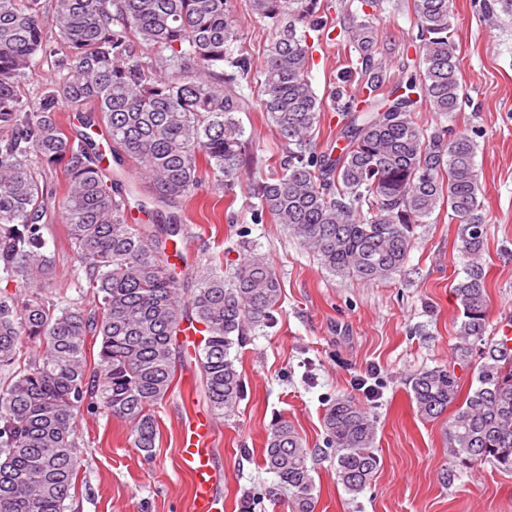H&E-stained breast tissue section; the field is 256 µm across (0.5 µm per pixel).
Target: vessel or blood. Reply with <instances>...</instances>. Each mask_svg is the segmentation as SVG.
<instances>
[{"label": "vessel or blood", "instance_id": "b4317fda", "mask_svg": "<svg viewBox=\"0 0 512 512\" xmlns=\"http://www.w3.org/2000/svg\"><path fill=\"white\" fill-rule=\"evenodd\" d=\"M210 418L198 417L185 427L181 460L193 481V512H223L224 500L216 493L220 473L208 446Z\"/></svg>", "mask_w": 512, "mask_h": 512}]
</instances>
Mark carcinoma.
Listing matches in <instances>:
<instances>
[{"mask_svg":"<svg viewBox=\"0 0 512 512\" xmlns=\"http://www.w3.org/2000/svg\"><path fill=\"white\" fill-rule=\"evenodd\" d=\"M451 3L412 0L415 58L395 79L370 15L339 5L360 84L343 79L331 93L343 141L332 156L317 149L325 103L308 42L326 25L322 0H54L48 16L42 0H0V273L25 285L0 291V512H68L83 407L128 424L133 447L151 459L153 407L171 389L188 331L201 335L194 358L210 411L235 414L243 382L232 350L277 323L279 278L258 256L227 279L204 251L190 264L180 218L154 219L199 189L201 169L230 189L253 168L236 113L254 83L282 152L276 174L253 185L252 223L286 225L332 275L369 283L404 271L416 228L435 212L458 225L466 264L453 286L455 354L478 356L475 385L463 396L448 366L425 367L410 375V398L426 420L456 406L445 423L453 467L488 462L512 473V347L485 339L487 222L475 163L484 133L425 127L417 115L423 105L449 120L460 109ZM477 5L491 24H512V0ZM242 8L272 33L258 69L242 43ZM39 56L54 58L56 78L30 104L22 91ZM61 106L95 112L86 125L104 127L116 170L102 166L89 134L61 128ZM58 168L67 182L59 202L48 177ZM55 206L78 262L73 287L98 301L89 312L46 288L54 260L43 219ZM134 209L147 220L129 223ZM90 336L99 340L92 366ZM323 426L322 448L307 447L286 420L267 431L264 465L288 490V512H315L321 455L355 497L378 468L374 421L359 401L336 398Z\"/></svg>","mask_w":512,"mask_h":512,"instance_id":"cac0c4a2","label":"carcinoma"}]
</instances>
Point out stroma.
Masks as SVG:
<instances>
[{
  "mask_svg": "<svg viewBox=\"0 0 512 512\" xmlns=\"http://www.w3.org/2000/svg\"><path fill=\"white\" fill-rule=\"evenodd\" d=\"M403 3L379 0L372 11L378 42L389 49L395 72L417 32ZM453 14L467 99L451 124L484 131L475 161L488 223L483 264L493 334L512 321V29L489 27L474 0H454ZM311 41V81L325 98L358 53L340 40L332 19ZM245 95L250 104L238 118L252 135L256 171L264 177L282 145L258 110L256 90ZM250 193L249 183L229 191L206 174L197 193L177 206L189 231L185 254L193 258L207 249L232 273L244 258L236 227L247 223L255 253L272 264L281 285L276 325L252 331L237 351L244 385L238 410L213 421L210 446L223 475L218 490L224 512H240L248 495L261 498L255 512H287L285 496L274 491L277 479L262 462L267 430L286 419L308 447H316L324 411L341 395L370 410L380 465L354 500L337 482L333 465L318 462L316 512H512V474L487 462L449 473L444 421L419 417L409 395L408 379L423 367L450 366L465 389L473 379L475 362L459 361L454 353L459 312L452 281L464 266L456 225L443 214L431 217L417 228L401 276L362 283L332 276L284 225L251 224ZM44 234L55 253L51 291L77 296L74 249L58 213L47 217ZM179 374L155 408L159 435L152 461L133 448L123 422L101 409L80 413L83 455L72 512H191V479L178 448L183 428L207 405L194 360L184 358ZM366 377L377 396L358 389Z\"/></svg>",
  "mask_w": 512,
  "mask_h": 512,
  "instance_id": "1",
  "label": "stroma"
}]
</instances>
